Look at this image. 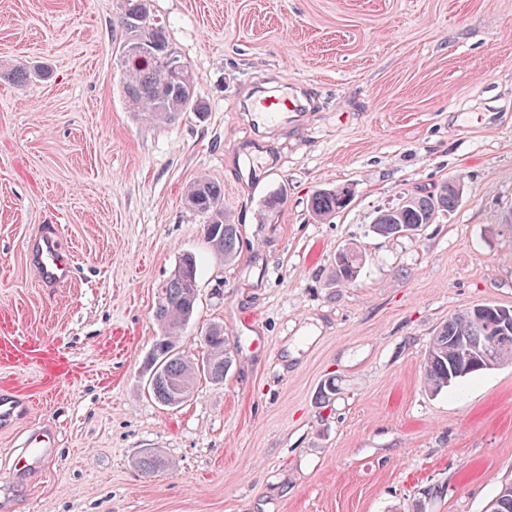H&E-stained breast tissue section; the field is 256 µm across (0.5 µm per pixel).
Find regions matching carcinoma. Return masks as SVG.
Instances as JSON below:
<instances>
[{
	"mask_svg": "<svg viewBox=\"0 0 512 512\" xmlns=\"http://www.w3.org/2000/svg\"><path fill=\"white\" fill-rule=\"evenodd\" d=\"M122 30V49L140 46L138 53L122 64L123 90L130 109L144 119L168 124L180 119L188 111L203 110L195 96L184 95L181 79L169 81L168 75L155 60L160 48L169 45L164 25L151 18L148 0H123L119 17ZM450 179L433 193H413L408 201L392 212L381 211L372 224V232L384 237L398 234L405 228L422 231L436 223L439 216L456 208L459 197ZM351 198V188L337 186L316 191L310 199L313 215L327 221L345 209ZM185 204L205 216L204 237L210 249L226 261L233 260L239 249L238 225L231 223L224 206V187L206 178H199L186 189ZM182 272L170 275L161 285L162 298L155 302L154 318L161 336L155 342L152 354L160 362L158 374L148 382L147 393L157 403L170 407L176 390L186 384H195L204 375L215 383L224 381L232 365V352L226 348L224 328L212 325L205 341L207 358L199 364L187 359L180 351L183 326L194 317L197 303L198 263L193 255L179 259ZM360 268V255L353 249H344L336 256V281L355 282ZM491 319L468 309L448 318L435 331L424 358V383L431 392H440L460 383L468 376L486 371L472 368L473 355L459 352L457 342L466 336L477 344L493 367L512 363V344L502 346L488 334ZM169 466L157 452L144 450L137 459V467L144 474H154ZM497 512H512V483L503 485L493 496Z\"/></svg>",
	"mask_w": 512,
	"mask_h": 512,
	"instance_id": "carcinoma-1",
	"label": "carcinoma"
}]
</instances>
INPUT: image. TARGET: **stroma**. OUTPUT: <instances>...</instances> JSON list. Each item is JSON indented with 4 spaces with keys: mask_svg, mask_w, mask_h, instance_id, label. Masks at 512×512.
I'll use <instances>...</instances> for the list:
<instances>
[{
    "mask_svg": "<svg viewBox=\"0 0 512 512\" xmlns=\"http://www.w3.org/2000/svg\"><path fill=\"white\" fill-rule=\"evenodd\" d=\"M121 0H0V512H485L512 483V364L429 393L437 327L512 307V0H149L191 67L204 115L156 125L130 112L118 63ZM288 84L306 108L262 138L241 102ZM461 176L458 206L415 238L371 230L405 193ZM223 184L239 224L215 256L186 185ZM351 187L329 222L318 189ZM283 207L259 219L265 196ZM53 231L70 281L45 288L27 245ZM361 252L356 281L336 254ZM199 264L181 346L223 326L221 383L180 406L143 389L157 290ZM335 392L326 395L325 381ZM57 455L15 479L20 441ZM169 459L148 476L144 449Z\"/></svg>",
    "mask_w": 512,
    "mask_h": 512,
    "instance_id": "stroma-1",
    "label": "stroma"
}]
</instances>
